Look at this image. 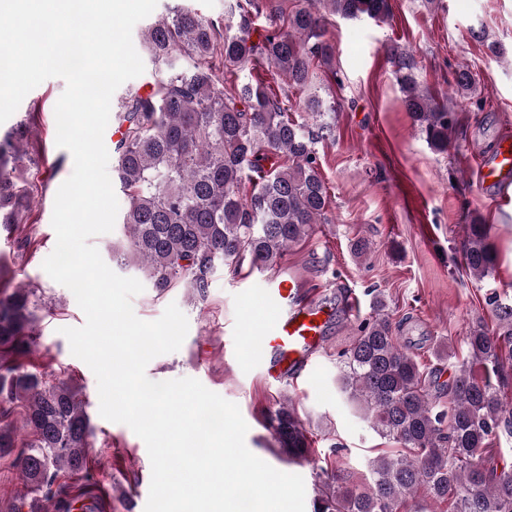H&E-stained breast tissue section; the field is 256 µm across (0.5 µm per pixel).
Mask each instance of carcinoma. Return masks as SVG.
<instances>
[{"label": "carcinoma", "mask_w": 512, "mask_h": 512, "mask_svg": "<svg viewBox=\"0 0 512 512\" xmlns=\"http://www.w3.org/2000/svg\"><path fill=\"white\" fill-rule=\"evenodd\" d=\"M284 14L273 0H228L224 26L182 5L142 33L148 58L161 78L148 93L121 98L114 120L113 178L125 196L120 224L127 249L112 260H135L156 295L178 287L205 299L219 266L278 269L288 248L325 219L330 199L319 172L315 138L307 122L262 83H237V72L264 64L306 93L300 108L329 129L335 104L312 86L314 60L330 63L328 16L383 20L387 0H301ZM265 26L257 28L259 18ZM405 104L428 144L448 150L450 107L420 89L414 62L394 57ZM29 127L21 122L0 139V232L17 219L30 186L20 174L38 166L29 154ZM252 183L245 191V182ZM491 227L468 225L466 268L478 279L493 274L497 253ZM14 271L0 264V458L13 457L24 482L17 512H45L58 473L93 485V427L73 380H50L28 362L39 322L34 290L10 285ZM498 332L467 337L470 361L448 386V404L430 398L424 372L398 342L381 297L374 316L355 329L341 354L336 382L360 404L373 429L403 448L371 464L368 491L354 493L332 473L317 487L312 512H399L419 491L448 512H512V469L487 466L492 440L512 436V404L491 385L503 349L512 352V304L488 296ZM21 417L26 438L8 418ZM272 425L293 459L309 456L312 440L293 408L281 406ZM81 496L55 500L54 512H94Z\"/></svg>", "instance_id": "obj_1"}]
</instances>
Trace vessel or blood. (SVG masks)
<instances>
[{"mask_svg":"<svg viewBox=\"0 0 512 512\" xmlns=\"http://www.w3.org/2000/svg\"><path fill=\"white\" fill-rule=\"evenodd\" d=\"M481 183L498 191L501 206H512V144L498 148L481 168ZM259 294L271 312L259 342L276 361L266 372L276 378L303 371L324 342L329 314L304 302L301 283L295 274H281L264 281Z\"/></svg>","mask_w":512,"mask_h":512,"instance_id":"1","label":"vessel or blood"}]
</instances>
